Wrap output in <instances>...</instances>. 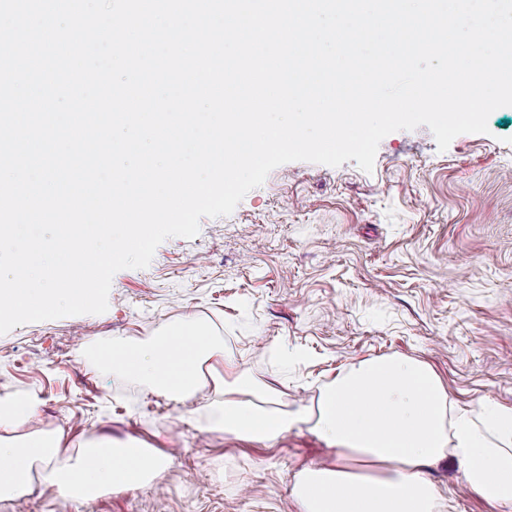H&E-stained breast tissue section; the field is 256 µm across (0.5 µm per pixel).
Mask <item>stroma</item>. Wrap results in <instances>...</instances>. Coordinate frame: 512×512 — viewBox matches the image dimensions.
I'll return each mask as SVG.
<instances>
[{
    "instance_id": "35a3bbf8",
    "label": "stroma",
    "mask_w": 512,
    "mask_h": 512,
    "mask_svg": "<svg viewBox=\"0 0 512 512\" xmlns=\"http://www.w3.org/2000/svg\"><path fill=\"white\" fill-rule=\"evenodd\" d=\"M488 127L444 152L427 126L392 132L369 173L352 160L283 164L232 214L202 219L195 238H169L147 268L118 271L105 313L0 335V396H33L36 425L70 443L135 438L172 457L150 489L82 503L40 484L32 502L0 512H294L295 473L336 462V449L303 425L271 446L208 432L213 387L188 420L97 357L182 322L209 325L294 404L362 360L401 356L430 363L459 409L512 408V106ZM430 477L441 512H501L467 489L455 459Z\"/></svg>"
}]
</instances>
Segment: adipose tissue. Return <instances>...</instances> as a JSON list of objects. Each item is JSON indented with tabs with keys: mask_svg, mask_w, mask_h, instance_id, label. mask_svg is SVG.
Listing matches in <instances>:
<instances>
[{
	"mask_svg": "<svg viewBox=\"0 0 512 512\" xmlns=\"http://www.w3.org/2000/svg\"><path fill=\"white\" fill-rule=\"evenodd\" d=\"M100 356L183 408L213 384L210 431L268 445L307 423L329 447L349 453L354 466L296 473V512H439L443 496L428 470L451 456L473 494L512 512V408L484 403L475 412L456 410L425 361H362L324 384L312 405L292 409L279 389L240 370L201 322ZM36 411L31 398H0V504L30 496L37 467L59 496L85 502L151 487L169 465L168 454L139 440L101 436L66 444L63 431L33 427Z\"/></svg>",
	"mask_w": 512,
	"mask_h": 512,
	"instance_id": "obj_1",
	"label": "adipose tissue"
}]
</instances>
